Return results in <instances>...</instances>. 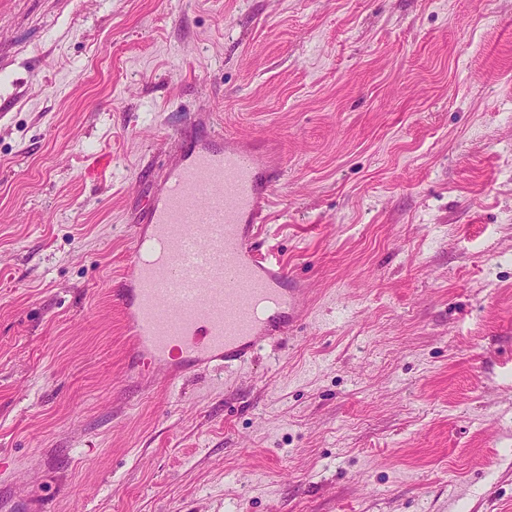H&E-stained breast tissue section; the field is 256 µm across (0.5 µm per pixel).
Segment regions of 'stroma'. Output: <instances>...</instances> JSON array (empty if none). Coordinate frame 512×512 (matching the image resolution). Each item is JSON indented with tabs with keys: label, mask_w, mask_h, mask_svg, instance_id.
<instances>
[{
	"label": "stroma",
	"mask_w": 512,
	"mask_h": 512,
	"mask_svg": "<svg viewBox=\"0 0 512 512\" xmlns=\"http://www.w3.org/2000/svg\"><path fill=\"white\" fill-rule=\"evenodd\" d=\"M216 127L312 294L172 387L113 291ZM3 458L0 512H512V0H0Z\"/></svg>",
	"instance_id": "stroma-1"
}]
</instances>
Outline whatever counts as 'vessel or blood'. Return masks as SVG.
<instances>
[{"label": "vessel or blood", "mask_w": 512, "mask_h": 512, "mask_svg": "<svg viewBox=\"0 0 512 512\" xmlns=\"http://www.w3.org/2000/svg\"><path fill=\"white\" fill-rule=\"evenodd\" d=\"M281 172L276 156L220 130L181 148L132 229L116 293L137 366L172 384L245 362L303 322L309 289L253 246Z\"/></svg>", "instance_id": "b4317fda"}]
</instances>
